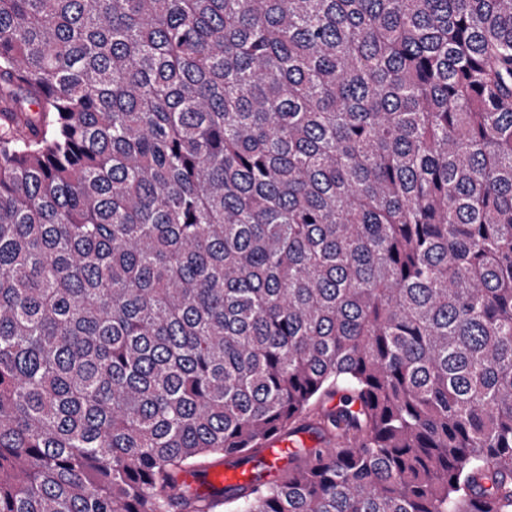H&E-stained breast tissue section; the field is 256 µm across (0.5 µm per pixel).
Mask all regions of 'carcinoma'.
Segmentation results:
<instances>
[{
    "instance_id": "cac0c4a2",
    "label": "carcinoma",
    "mask_w": 512,
    "mask_h": 512,
    "mask_svg": "<svg viewBox=\"0 0 512 512\" xmlns=\"http://www.w3.org/2000/svg\"><path fill=\"white\" fill-rule=\"evenodd\" d=\"M0 512H512V0H0ZM285 446L286 447L283 448H277L278 454L281 455V466H288V453L291 452L293 448H321L322 444L314 434L306 431H299L295 436L290 437V441L285 440ZM278 454L271 452L269 457L274 459L278 457ZM212 462L211 467L209 468V480L216 485H225V486H246L247 482L244 480V477L237 472L233 471H224L223 469H214L211 470L214 466H226L224 465V458L217 456L211 457L209 459ZM211 470V471H210Z\"/></svg>"
}]
</instances>
